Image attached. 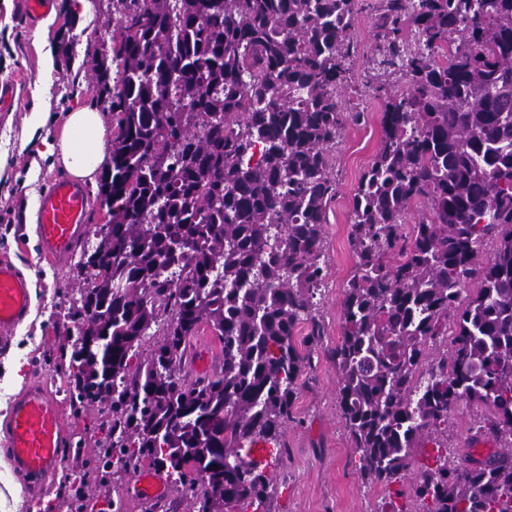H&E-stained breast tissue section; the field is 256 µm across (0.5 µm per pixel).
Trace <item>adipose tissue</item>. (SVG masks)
<instances>
[{"mask_svg":"<svg viewBox=\"0 0 512 512\" xmlns=\"http://www.w3.org/2000/svg\"><path fill=\"white\" fill-rule=\"evenodd\" d=\"M108 135L102 113L83 106L70 112L60 136L44 141L43 146L71 176L91 182L109 163Z\"/></svg>","mask_w":512,"mask_h":512,"instance_id":"ef3b65f1","label":"adipose tissue"}]
</instances>
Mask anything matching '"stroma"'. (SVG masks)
<instances>
[{
    "label": "stroma",
    "mask_w": 512,
    "mask_h": 512,
    "mask_svg": "<svg viewBox=\"0 0 512 512\" xmlns=\"http://www.w3.org/2000/svg\"><path fill=\"white\" fill-rule=\"evenodd\" d=\"M120 0H56L43 39H35V24L21 16L18 0H0V85L14 88L9 106L0 107V255L35 278L37 304L20 324L7 347L0 348V421L22 382L6 375L5 365L21 360L24 380L40 377L48 390L64 400L68 377L59 369L63 352L71 351L81 325L76 301L86 288L76 262L52 266L44 258L35 232L41 193L61 175V166L40 158L29 146L30 110L40 106L47 114L43 132L58 136L68 112L99 105L102 86L98 67L112 59V38L118 31ZM354 39L357 52L350 61V80L342 100L364 120L347 118L336 146L338 193L324 226L325 280L315 307L322 336L308 343L309 364L296 382L292 414L281 433L285 446L269 465L271 512H381L388 504L415 506V473H408L401 497L365 481L356 467L358 455L341 419L339 376L333 351L341 339V303L356 257L349 244L351 201L360 178L376 155L382 136V105L367 83L368 57L374 39L371 21L359 15ZM52 72H45V59ZM51 85V96L38 103L39 82ZM106 404L81 408L65 405L63 414L71 443L63 450L65 467L75 459H94L93 442L106 416ZM63 470L46 477L40 497L14 492L21 479L0 451V512H69ZM135 473L107 485L89 483L91 500H104L108 512H148L151 500L135 491Z\"/></svg>",
    "instance_id": "stroma-1"
}]
</instances>
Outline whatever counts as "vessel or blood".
I'll return each instance as SVG.
<instances>
[{
  "label": "vessel or blood",
  "instance_id": "1",
  "mask_svg": "<svg viewBox=\"0 0 512 512\" xmlns=\"http://www.w3.org/2000/svg\"><path fill=\"white\" fill-rule=\"evenodd\" d=\"M88 192L81 182L60 176L40 196L36 234L50 264L68 262L76 242L87 230ZM30 291L24 275L7 257H0V347L11 339L29 313ZM6 435L5 452L31 492L57 470L69 432L60 401L37 382L28 384L13 400L0 424Z\"/></svg>",
  "mask_w": 512,
  "mask_h": 512
}]
</instances>
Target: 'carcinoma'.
I'll return each mask as SVG.
<instances>
[{
  "label": "carcinoma",
  "mask_w": 512,
  "mask_h": 512,
  "mask_svg": "<svg viewBox=\"0 0 512 512\" xmlns=\"http://www.w3.org/2000/svg\"><path fill=\"white\" fill-rule=\"evenodd\" d=\"M366 7L382 138L352 200L341 416L360 474L387 490L418 442L436 446L417 512H512V0ZM358 14V0L124 5L116 84L99 71L118 128L100 191L112 233L79 262L76 315L95 346L68 363L72 401L110 412L95 459L64 477L70 512H87L90 480L144 460L177 474L195 512H270L255 453L280 447L305 362L293 336L325 278ZM203 326L221 366L193 378ZM153 328L162 340L142 358ZM450 330L449 355L429 358ZM464 400L494 407L469 440L501 450L458 458L435 438Z\"/></svg>",
  "instance_id": "obj_1"
}]
</instances>
